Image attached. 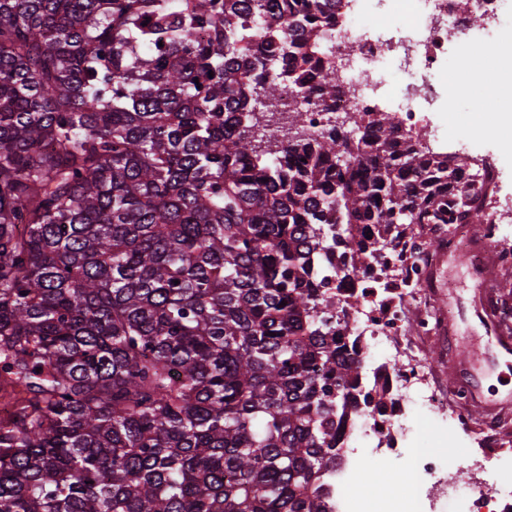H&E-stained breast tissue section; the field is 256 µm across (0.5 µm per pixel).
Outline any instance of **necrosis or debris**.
I'll return each instance as SVG.
<instances>
[{
    "label": "necrosis or debris",
    "instance_id": "1",
    "mask_svg": "<svg viewBox=\"0 0 512 512\" xmlns=\"http://www.w3.org/2000/svg\"><path fill=\"white\" fill-rule=\"evenodd\" d=\"M482 28H474L472 18ZM512 23V0H338L335 23L325 26L319 49L339 79L334 99L321 103L314 94L284 88L281 111L301 110L309 138L345 116L379 111L388 103L399 134L445 145L467 163V174L490 196L483 242L504 240L512 221V199L503 193V168L484 166V149L472 132L452 127L455 89H479L477 63L483 46ZM373 239L383 242V264L361 279L338 278L349 263L351 243L334 245L322 261L354 322L348 329L360 347L383 346L381 355L364 358L361 393L375 392L384 406L364 408L347 421L341 460L325 477L328 512H512V428L505 422L486 427L472 421L465 408L466 388L437 381L421 350L429 338L445 334L444 316L423 311L409 315V305L430 294L438 256L453 252L477 262L467 250L460 224L428 225L425 232L374 224ZM437 419L431 441L417 436L410 421L412 400ZM453 443L471 475L461 491L443 458L428 443ZM399 462L409 470L418 493L402 498L392 483L362 492V478L375 459Z\"/></svg>",
    "mask_w": 512,
    "mask_h": 512
}]
</instances>
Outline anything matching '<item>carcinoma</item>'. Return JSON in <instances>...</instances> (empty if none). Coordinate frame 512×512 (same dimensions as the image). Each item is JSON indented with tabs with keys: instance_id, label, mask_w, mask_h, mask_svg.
Masks as SVG:
<instances>
[{
	"instance_id": "cac0c4a2",
	"label": "carcinoma",
	"mask_w": 512,
	"mask_h": 512,
	"mask_svg": "<svg viewBox=\"0 0 512 512\" xmlns=\"http://www.w3.org/2000/svg\"><path fill=\"white\" fill-rule=\"evenodd\" d=\"M336 2L0 0V512H326L362 359L319 257L483 218L389 112L258 158L243 114L336 96Z\"/></svg>"
}]
</instances>
